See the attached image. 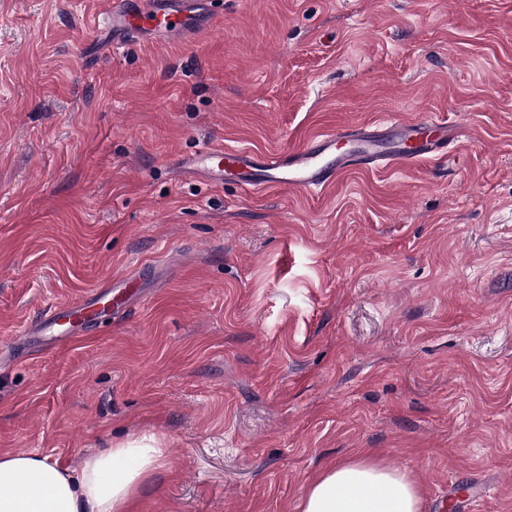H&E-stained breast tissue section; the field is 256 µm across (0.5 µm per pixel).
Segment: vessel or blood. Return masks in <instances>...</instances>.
<instances>
[{
    "mask_svg": "<svg viewBox=\"0 0 512 512\" xmlns=\"http://www.w3.org/2000/svg\"><path fill=\"white\" fill-rule=\"evenodd\" d=\"M197 24V15L183 0H110L97 22L98 28L111 29L112 44L116 47L148 33L188 31ZM458 138V128L444 120L388 118L362 127L322 132L305 145L288 150L260 152L205 146L179 159L178 171H197L212 181H233L257 192L268 188L317 192L350 170L413 166L423 159L443 158L449 143ZM115 293L125 308L146 298L141 282L127 277L116 286H104L100 296L49 308L35 331L52 336L62 323L68 335L78 336L97 315L100 300Z\"/></svg>",
    "mask_w": 512,
    "mask_h": 512,
    "instance_id": "b4317fda",
    "label": "vessel or blood"
}]
</instances>
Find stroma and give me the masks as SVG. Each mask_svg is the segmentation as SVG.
Here are the masks:
<instances>
[{
	"label": "stroma",
	"mask_w": 512,
	"mask_h": 512,
	"mask_svg": "<svg viewBox=\"0 0 512 512\" xmlns=\"http://www.w3.org/2000/svg\"><path fill=\"white\" fill-rule=\"evenodd\" d=\"M107 0H0V340L113 276L143 303L0 364V454L144 434L139 512H299L369 452L426 512H512V0H200L117 50ZM394 116L443 160L259 194L171 161Z\"/></svg>",
	"instance_id": "obj_1"
}]
</instances>
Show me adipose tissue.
I'll list each match as a JSON object with an SVG mask.
<instances>
[{
  "label": "adipose tissue",
  "mask_w": 512,
  "mask_h": 512,
  "mask_svg": "<svg viewBox=\"0 0 512 512\" xmlns=\"http://www.w3.org/2000/svg\"><path fill=\"white\" fill-rule=\"evenodd\" d=\"M152 435L120 441L67 470L37 452L0 454V512H137L159 466ZM416 478L365 455L327 468L305 487L300 512H424Z\"/></svg>",
  "instance_id": "ef3b65f1"
}]
</instances>
